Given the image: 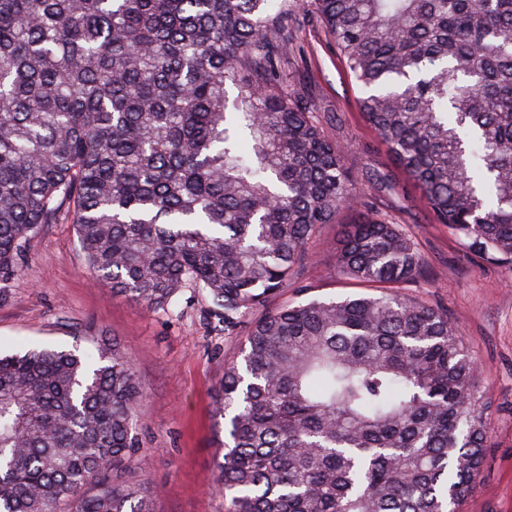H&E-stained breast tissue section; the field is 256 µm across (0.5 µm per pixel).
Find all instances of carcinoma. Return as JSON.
<instances>
[{"mask_svg": "<svg viewBox=\"0 0 512 512\" xmlns=\"http://www.w3.org/2000/svg\"><path fill=\"white\" fill-rule=\"evenodd\" d=\"M433 223L512 266V0H309ZM288 0H0V282L45 224L91 277L243 330L224 363V512H460L488 446L481 370L406 296L416 237L367 204L288 88ZM345 208L337 268L373 292L273 304ZM143 392L117 342L0 355V512H154Z\"/></svg>", "mask_w": 512, "mask_h": 512, "instance_id": "cac0c4a2", "label": "carcinoma"}]
</instances>
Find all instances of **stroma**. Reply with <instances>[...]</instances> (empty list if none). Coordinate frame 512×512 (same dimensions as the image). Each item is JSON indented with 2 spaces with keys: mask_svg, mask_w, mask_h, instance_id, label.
I'll list each match as a JSON object with an SVG mask.
<instances>
[{
  "mask_svg": "<svg viewBox=\"0 0 512 512\" xmlns=\"http://www.w3.org/2000/svg\"><path fill=\"white\" fill-rule=\"evenodd\" d=\"M295 82L317 102L325 135L344 148V167L377 210L413 231L427 259L409 296L447 310L478 362L491 441L482 471L462 512H512V266L467 253L432 223L419 189L392 161L362 115L363 95L316 21L296 38ZM357 213L342 211L316 238L301 295L285 289L280 302L334 298L362 287L336 268L343 225ZM0 301V353L31 347H91L117 341L132 358L145 392L139 422L145 476L157 491L155 512H224L216 485L214 391L224 361L240 338L209 319L196 291L183 289L165 310H150L93 284L73 225L48 224L32 242L23 271L6 284Z\"/></svg>",
  "mask_w": 512,
  "mask_h": 512,
  "instance_id": "stroma-1",
  "label": "stroma"
}]
</instances>
